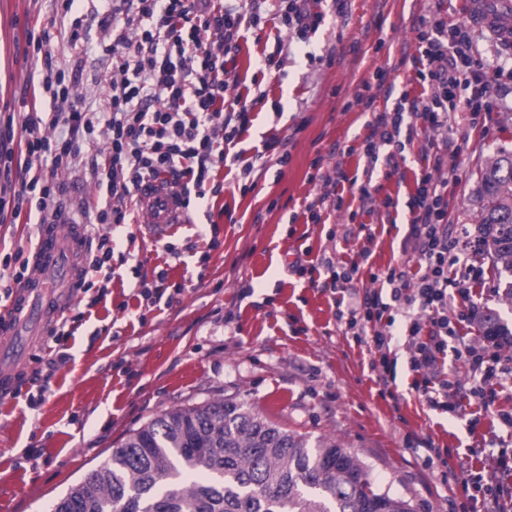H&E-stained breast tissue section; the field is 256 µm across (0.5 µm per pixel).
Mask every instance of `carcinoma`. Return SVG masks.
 I'll return each mask as SVG.
<instances>
[{"label": "carcinoma", "instance_id": "1", "mask_svg": "<svg viewBox=\"0 0 512 512\" xmlns=\"http://www.w3.org/2000/svg\"><path fill=\"white\" fill-rule=\"evenodd\" d=\"M480 223L496 263L512 272V151L481 173ZM483 333L509 335L496 311ZM54 512H414L377 492L359 461L334 440L309 441L246 403L214 401L167 411L54 505Z\"/></svg>", "mask_w": 512, "mask_h": 512}]
</instances>
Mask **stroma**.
<instances>
[{
  "instance_id": "35a3bbf8",
  "label": "stroma",
  "mask_w": 512,
  "mask_h": 512,
  "mask_svg": "<svg viewBox=\"0 0 512 512\" xmlns=\"http://www.w3.org/2000/svg\"><path fill=\"white\" fill-rule=\"evenodd\" d=\"M465 0H309L322 14L299 34L281 22V0H249L261 17L241 30L231 54L227 98L252 105L255 120L239 147L246 157L277 138L275 154L254 168L250 190L241 166L214 173L221 195L192 201L166 236L150 234L142 209L114 233L110 266L95 288L80 291L63 319L70 336H48L30 355L16 392L0 399V512H52L55 503L107 461L138 428L173 408L233 399L269 421L306 436L332 438L354 455L376 491L409 500L415 512H473L456 476L512 455V379L478 426L468 415L429 409L414 389L406 320L392 312L388 329L395 379L382 383L367 345L337 319L326 262L357 264L352 285L401 265L407 201L431 144L448 145V221L476 230L477 189L487 159L512 151V77L502 76L504 104L471 125L467 113L447 132L411 144L381 146L372 200L344 189L342 209L323 200L322 178L344 170L363 177V140L374 113L401 96L429 94L416 74L419 33L433 14L465 20ZM101 0H0V129L23 139L31 109L29 76L40 67L29 38L50 31L57 66L69 71L76 101L99 109L112 75L111 32L98 20ZM80 38L71 41V30ZM374 98L372 108L358 95ZM287 163H277L278 155ZM56 195L70 221L85 223L81 205L108 195L89 168L58 172ZM397 201L386 211L385 198ZM318 202L319 221L307 211ZM482 285L470 301L492 308L512 328L505 281L490 255H477ZM307 266V273L296 270ZM50 378L39 372L48 360ZM483 447L480 457L471 448ZM447 450L451 481L428 466L429 448Z\"/></svg>"
}]
</instances>
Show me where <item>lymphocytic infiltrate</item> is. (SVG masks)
<instances>
[{
  "label": "lymphocytic infiltrate",
  "mask_w": 512,
  "mask_h": 512,
  "mask_svg": "<svg viewBox=\"0 0 512 512\" xmlns=\"http://www.w3.org/2000/svg\"><path fill=\"white\" fill-rule=\"evenodd\" d=\"M106 29L115 30L109 46L112 79L105 107L87 111L73 103L72 82L48 51L49 33L38 37L44 67L31 79L34 113L26 121L25 172L11 198L0 197V216L28 211L35 223L45 224L60 215L54 179L58 170L76 168L82 161L80 142L104 128L107 146L101 160L92 161L93 175L106 183L107 201H87L83 211L95 221V249L89 272L100 271L112 258V233L130 223L138 187L147 178L165 176L184 199L219 195L223 183L213 181L214 169L228 159L227 146L252 125L250 105L227 100V62L204 45L213 37L232 49L242 28L258 26V16L245 5L225 6L221 0H108L101 14ZM414 64L421 78L430 80L426 97L401 98L392 111L377 113L374 133L364 139L369 164L379 159L377 129L418 132L447 127L450 114L465 112L471 123L500 105L492 81L472 56V40L465 24L444 18L429 20L419 34ZM48 110L50 125L61 127L56 138L40 135L41 110ZM427 164L409 202L411 217L405 252L418 264L415 275L392 267L378 274L389 295L373 289L348 292L338 299L344 307L347 333L367 342L375 357L371 368L379 376L391 370L392 336L370 331L391 307L403 310L409 345V364L418 375L415 389L430 409L462 414L465 405L489 410L503 380L512 377V356L497 346L466 342L463 330L471 317L462 313L449 319L451 301L469 302L483 280L481 267L467 263L470 255L484 253L483 236L454 232L448 222V150L427 155ZM452 354L469 372L468 383L435 385L433 370L440 355ZM512 458L497 457L493 466L464 474L465 493L483 512H506L512 502Z\"/></svg>",
  "instance_id": "obj_1"
}]
</instances>
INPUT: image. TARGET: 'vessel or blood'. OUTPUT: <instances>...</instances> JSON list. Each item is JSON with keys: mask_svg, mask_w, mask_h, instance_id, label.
<instances>
[{"mask_svg": "<svg viewBox=\"0 0 512 512\" xmlns=\"http://www.w3.org/2000/svg\"><path fill=\"white\" fill-rule=\"evenodd\" d=\"M465 18L512 46V0H466ZM137 195L155 236H165L179 223L183 199L166 178L145 181ZM92 250L83 225L63 218L39 225L29 253L32 273L13 288L8 310L0 315V399L14 393L34 344L51 334L75 302Z\"/></svg>", "mask_w": 512, "mask_h": 512, "instance_id": "1", "label": "vessel or blood"}]
</instances>
